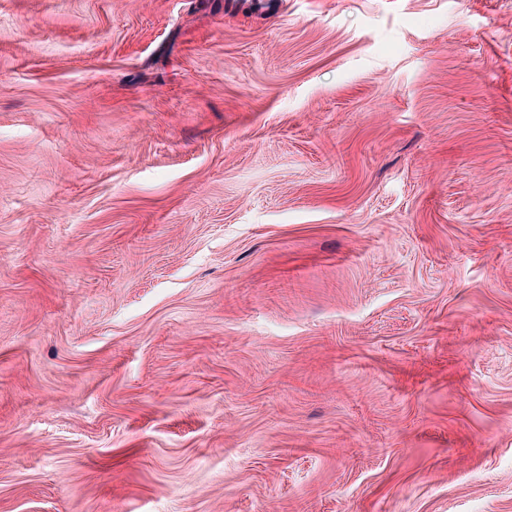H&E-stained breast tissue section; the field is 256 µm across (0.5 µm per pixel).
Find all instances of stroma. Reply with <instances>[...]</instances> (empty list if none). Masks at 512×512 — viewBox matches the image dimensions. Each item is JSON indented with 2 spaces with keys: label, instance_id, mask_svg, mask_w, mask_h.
I'll list each match as a JSON object with an SVG mask.
<instances>
[{
  "label": "stroma",
  "instance_id": "stroma-1",
  "mask_svg": "<svg viewBox=\"0 0 512 512\" xmlns=\"http://www.w3.org/2000/svg\"><path fill=\"white\" fill-rule=\"evenodd\" d=\"M0 512H512V0H0Z\"/></svg>",
  "mask_w": 512,
  "mask_h": 512
}]
</instances>
